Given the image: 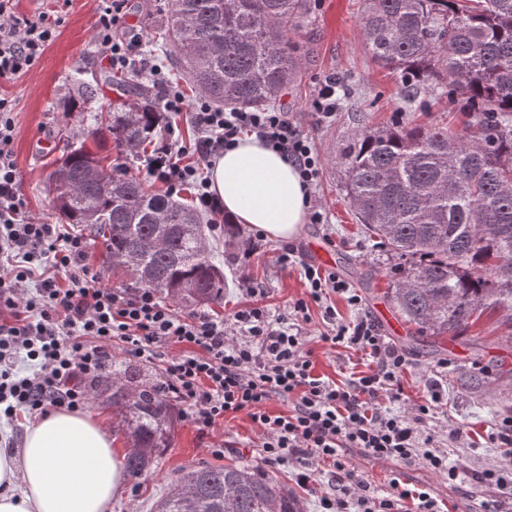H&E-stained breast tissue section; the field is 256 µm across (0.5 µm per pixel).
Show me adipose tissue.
I'll use <instances>...</instances> for the list:
<instances>
[{"mask_svg": "<svg viewBox=\"0 0 512 512\" xmlns=\"http://www.w3.org/2000/svg\"><path fill=\"white\" fill-rule=\"evenodd\" d=\"M209 183L227 214L270 239H293L307 219L295 167L255 137L217 157ZM124 482L111 430L88 413H48L21 450L0 448V512H111Z\"/></svg>", "mask_w": 512, "mask_h": 512, "instance_id": "adipose-tissue-1", "label": "adipose tissue"}]
</instances>
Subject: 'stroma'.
Returning <instances> with one entry per match:
<instances>
[{"label": "stroma", "mask_w": 512, "mask_h": 512, "mask_svg": "<svg viewBox=\"0 0 512 512\" xmlns=\"http://www.w3.org/2000/svg\"><path fill=\"white\" fill-rule=\"evenodd\" d=\"M148 2L149 10L141 11L137 8L139 0H125L123 24L117 29L119 37L136 36L145 43L153 39L164 23L167 0ZM102 7L101 0H14L12 5L16 18H42L56 30L55 40L36 65L10 81H0V96L8 98L13 107L12 157L18 172L17 193L25 212L45 224L61 221L43 183L68 145H85L115 165L122 161L109 137L86 136V113L63 109L65 99L74 92V75L91 83L106 69L95 41ZM363 9L364 0H310L298 31L290 35L303 67L297 81L279 100L286 111L292 112L322 160L320 177L310 195L321 203L326 221L304 224L292 244L301 262L307 261L306 247L314 240L336 251L341 280L362 298V306L357 309L343 296L332 295L330 303L342 323L363 314L376 319L380 308L389 313L394 310L386 296L392 262L358 224L343 189V171L330 162L353 132V115L363 114L367 125L374 128L410 122L443 123L459 129L467 119L449 98L429 89L415 102L405 103L396 76L378 66L366 50L360 23ZM330 77L338 82V106L335 118L325 122L311 102L320 84ZM241 230L254 250L250 257L232 264L224 260L222 234L206 235V247L216 261L223 263L226 278L223 305L208 306V313L222 318L246 303L247 296L240 288L246 278L263 285L264 301L273 312L287 313L289 303L305 295L301 267L282 268L277 262L280 242L258 236L246 224ZM310 315L306 340L316 374L343 382L367 371L368 361L362 352L333 349L322 342L327 327L320 307L311 306ZM394 343L409 360L400 379L402 396L396 409L422 403L428 382L439 380L448 403L437 410L430 427L462 475L452 482L419 458L381 461L356 449L346 455L350 468L377 495L388 491L396 478L406 489L428 491L440 512H469L473 502L495 498V490L469 481L468 475L508 465L505 450L487 447L485 440L500 418L512 416V377L500 373L501 368H512V326L503 324L498 315L482 319L465 337L446 342L436 355L425 337L413 347L403 336L395 338ZM454 430L460 431V438H451ZM260 442L257 426L243 412L228 415L206 430L178 417L172 447L140 479L126 481L122 493L112 500V512H153L156 502L174 488L183 469L200 462L214 466L235 461L260 464ZM212 445L223 446V456H212L208 451Z\"/></svg>", "instance_id": "obj_1"}]
</instances>
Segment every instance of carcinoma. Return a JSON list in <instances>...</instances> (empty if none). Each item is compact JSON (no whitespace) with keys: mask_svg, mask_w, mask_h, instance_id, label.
Returning a JSON list of instances; mask_svg holds the SVG:
<instances>
[{"mask_svg":"<svg viewBox=\"0 0 512 512\" xmlns=\"http://www.w3.org/2000/svg\"><path fill=\"white\" fill-rule=\"evenodd\" d=\"M308 0H167L157 43L194 90L220 107L263 109L293 83L301 62L288 25ZM372 58L395 70L413 101L428 88L462 103L473 120L375 129L358 118L332 163L358 223L383 244L389 291L418 337L458 338L482 316L512 324V0H365L361 17ZM124 98L90 113L134 159L162 132V111L146 85L106 77ZM68 224L103 239L112 268L186 307L224 302V268L202 244L203 218L169 193L151 191L128 166L105 167L79 147L46 176ZM253 249L224 217V250L236 261ZM140 371L116 367L112 384L92 386L128 430V476L140 478L172 447L176 411ZM156 512H302L271 473L248 463H200L179 478Z\"/></svg>","mask_w":512,"mask_h":512,"instance_id":"obj_1","label":"carcinoma"}]
</instances>
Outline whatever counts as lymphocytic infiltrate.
Masks as SVG:
<instances>
[{"label": "lymphocytic infiltrate", "mask_w": 512, "mask_h": 512, "mask_svg": "<svg viewBox=\"0 0 512 512\" xmlns=\"http://www.w3.org/2000/svg\"><path fill=\"white\" fill-rule=\"evenodd\" d=\"M12 0H0V80L28 71L55 39L45 21L11 19ZM120 4L101 12L96 40L101 60L112 70L150 81L166 111L188 114L196 137L191 144L165 139L148 164L152 178L171 194L195 190L197 209L214 228L224 222V206L211 192L202 163L223 155L242 135H253L291 161L305 185L320 174L321 162L291 113L264 109H224L205 97L186 99L179 84L141 54V43L116 37ZM14 120L9 100L0 97V417L40 418L53 410L85 409L87 382L100 380L110 362L113 343L130 358L161 362L163 393L183 407L197 426L212 427L226 415L247 412L263 432L260 456L266 464L298 463V484H316L315 461L333 463L334 489L320 492L318 512H403L402 502L415 497V512H435L429 493L410 494L392 481L385 495H371L348 469L344 453L357 448L373 459L419 457L433 470L457 479L460 471L427 429L445 402L439 383H430L424 404L405 415L380 405V397L399 400L400 377L407 366L368 319L337 323L333 307L323 310L330 347L364 353L370 369L339 385L315 374L305 348L309 302L339 293L350 305L360 296L335 273L304 266L308 299L274 315L262 299V285L246 279L242 290L250 301L229 318L207 312H175L151 288L120 290L100 286V273L88 262L89 245L56 224H38L25 215L17 195V172L11 159ZM197 154L198 163L187 162ZM53 265L64 282L42 279L39 288L21 297L19 286L36 270ZM291 400L287 414L265 409L273 398Z\"/></svg>", "instance_id": "f902f5d3"}]
</instances>
